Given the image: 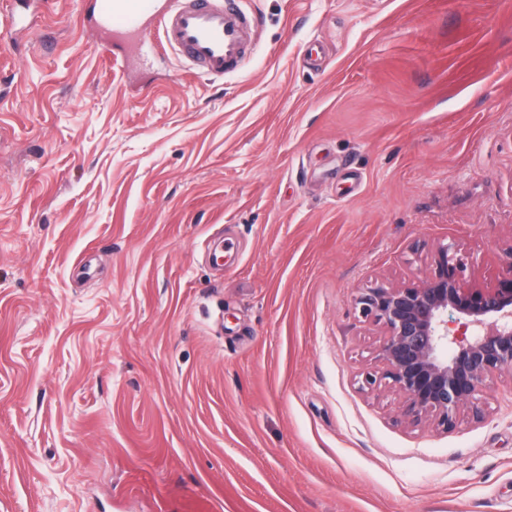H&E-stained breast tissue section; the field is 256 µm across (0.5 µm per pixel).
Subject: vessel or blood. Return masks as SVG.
<instances>
[{
	"mask_svg": "<svg viewBox=\"0 0 512 512\" xmlns=\"http://www.w3.org/2000/svg\"><path fill=\"white\" fill-rule=\"evenodd\" d=\"M92 18L115 34L144 36L156 28L168 46L211 77L242 67L254 29L252 14L217 0H185L184 5L164 8L158 0H93Z\"/></svg>",
	"mask_w": 512,
	"mask_h": 512,
	"instance_id": "b4317fda",
	"label": "vessel or blood"
}]
</instances>
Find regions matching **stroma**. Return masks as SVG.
<instances>
[{
	"label": "stroma",
	"instance_id": "35a3bbf8",
	"mask_svg": "<svg viewBox=\"0 0 512 512\" xmlns=\"http://www.w3.org/2000/svg\"><path fill=\"white\" fill-rule=\"evenodd\" d=\"M91 3L0 42V512H512V377L408 425L353 303L501 274L512 0H244L220 79Z\"/></svg>",
	"mask_w": 512,
	"mask_h": 512
}]
</instances>
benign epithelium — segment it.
I'll return each mask as SVG.
<instances>
[{
  "mask_svg": "<svg viewBox=\"0 0 512 512\" xmlns=\"http://www.w3.org/2000/svg\"><path fill=\"white\" fill-rule=\"evenodd\" d=\"M500 262L496 282L467 285L469 255L450 241L435 248L424 278L376 282L355 297L361 317L381 330L376 359L382 369L367 374L364 384L395 392L409 424L448 432L466 413L482 420L487 390L502 374L512 375V245Z\"/></svg>",
  "mask_w": 512,
  "mask_h": 512,
  "instance_id": "obj_1",
  "label": "benign epithelium"
}]
</instances>
